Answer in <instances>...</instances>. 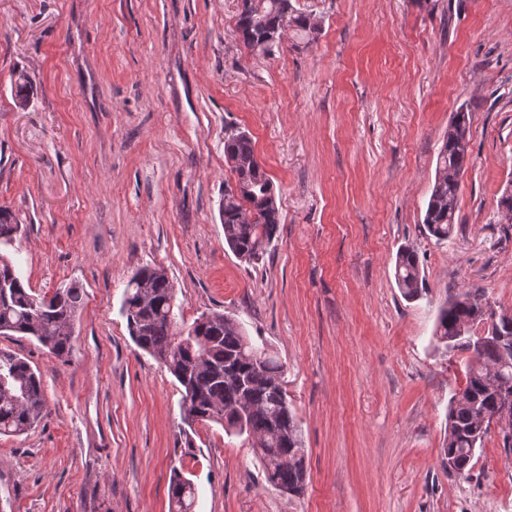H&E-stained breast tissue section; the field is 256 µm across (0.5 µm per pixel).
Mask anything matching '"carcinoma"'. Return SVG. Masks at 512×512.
Returning a JSON list of instances; mask_svg holds the SVG:
<instances>
[{"label": "carcinoma", "instance_id": "1", "mask_svg": "<svg viewBox=\"0 0 512 512\" xmlns=\"http://www.w3.org/2000/svg\"><path fill=\"white\" fill-rule=\"evenodd\" d=\"M236 29L252 53L273 56L282 48V34L292 29L306 43L319 28L313 13L293 0H243ZM471 112L462 105L453 114L438 154L436 174L423 217L429 236L441 242L454 230L459 184L469 159ZM224 158L235 173L224 188L220 220L224 240L242 261L256 264L277 239L281 216L271 179L261 168L252 140L243 131L224 137ZM13 213L0 208V247L18 240ZM395 281L404 298L419 296L422 286L419 257L401 248L395 261ZM77 284L58 288L49 297L25 288L14 259L0 251V335L30 336L57 358L72 351V328L83 305ZM490 303L480 289L457 294L439 311L436 340L451 356L465 355V383L448 406V434L442 465L454 462L451 474L470 471L476 449L482 447L491 423L499 425L502 445L512 452V343L497 334L512 324V311L498 316L483 335L472 326L484 323L482 307ZM175 292L164 270L144 267L127 285L123 311L138 349L162 363L183 388V420L215 422L230 434L257 439L254 452L268 483L290 495L305 485V448L301 429L288 406L283 366L255 346L239 322L221 312L201 315L187 330L174 323ZM46 408L41 377L18 355L0 350V435L19 436L40 422ZM194 483L173 469L171 512H192Z\"/></svg>", "mask_w": 512, "mask_h": 512}]
</instances>
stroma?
I'll use <instances>...</instances> for the list:
<instances>
[{"instance_id": "1", "label": "stroma", "mask_w": 512, "mask_h": 512, "mask_svg": "<svg viewBox=\"0 0 512 512\" xmlns=\"http://www.w3.org/2000/svg\"><path fill=\"white\" fill-rule=\"evenodd\" d=\"M299 2L317 39L288 32L265 57L235 31L239 0H0V207L22 226L20 276L35 295L85 291L68 358L0 336L47 401L34 429L0 435V512H168L176 468L194 512H512L497 430L468 475L442 465L465 378L434 338L468 289L512 311V0ZM463 105L471 160L439 244L422 218ZM232 130L281 213L253 265L219 220ZM403 246L420 259L414 301L395 283ZM146 266L172 282L178 328L221 312L281 360L302 495L266 481L246 437L186 427L180 385L122 312Z\"/></svg>"}]
</instances>
